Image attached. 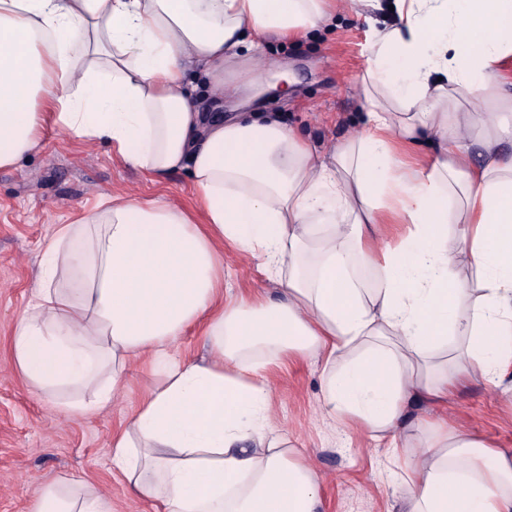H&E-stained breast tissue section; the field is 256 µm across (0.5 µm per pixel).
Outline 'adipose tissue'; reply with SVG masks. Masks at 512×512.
<instances>
[{
  "label": "adipose tissue",
  "mask_w": 512,
  "mask_h": 512,
  "mask_svg": "<svg viewBox=\"0 0 512 512\" xmlns=\"http://www.w3.org/2000/svg\"><path fill=\"white\" fill-rule=\"evenodd\" d=\"M393 6L365 120L320 154L277 120L202 112L186 63L220 95L241 51L259 64L380 0H0V168L60 130L158 180L191 171L195 208L106 195L58 225L11 338L13 369L66 413L147 369L110 462L160 512H318L315 473L272 423V366L308 353L328 423L401 459L405 512H512V449L409 413L512 363V0ZM457 90L482 111H458ZM381 224L397 239L378 242ZM228 247L281 298L227 288ZM191 329L209 363L172 356ZM34 512L112 502L72 476Z\"/></svg>",
  "instance_id": "1"
}]
</instances>
